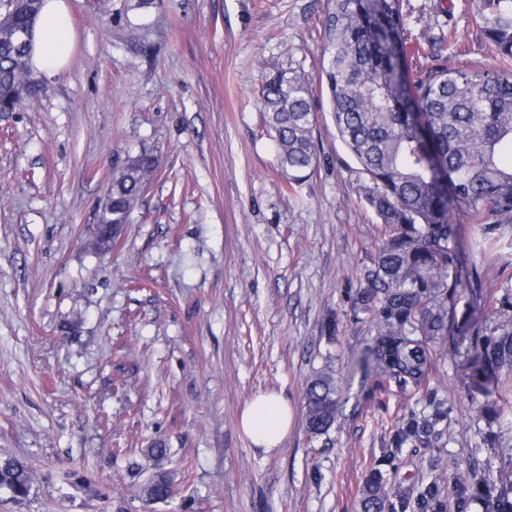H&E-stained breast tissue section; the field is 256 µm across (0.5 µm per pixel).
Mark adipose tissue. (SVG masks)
Listing matches in <instances>:
<instances>
[{"instance_id":"1","label":"adipose tissue","mask_w":512,"mask_h":512,"mask_svg":"<svg viewBox=\"0 0 512 512\" xmlns=\"http://www.w3.org/2000/svg\"><path fill=\"white\" fill-rule=\"evenodd\" d=\"M76 34L67 0H44L34 25L30 64L44 78L55 77L68 63ZM289 408L278 393L255 396L241 417V429L251 443L267 450L280 446L288 435Z\"/></svg>"}]
</instances>
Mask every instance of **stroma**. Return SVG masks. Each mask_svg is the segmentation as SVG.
Here are the masks:
<instances>
[{
  "label": "stroma",
  "instance_id": "stroma-1",
  "mask_svg": "<svg viewBox=\"0 0 512 512\" xmlns=\"http://www.w3.org/2000/svg\"><path fill=\"white\" fill-rule=\"evenodd\" d=\"M76 42L49 90L0 112V457L32 469L28 499L0 512H360L372 466L408 498L496 447L461 380L435 356L428 393L368 402L350 357L370 344L350 290L381 224L356 191L366 177L317 93L315 169L288 188L265 121L266 75L318 82L323 0H69ZM422 44L455 33L469 69L500 68L470 0H406ZM158 167L107 254L92 226L129 157ZM467 253L483 281L482 325L512 295V224ZM335 313L338 331L322 326ZM332 364L344 386L336 428L311 437L302 389ZM274 391L292 413L282 446L252 445L246 404ZM448 413L429 447L382 454L390 430ZM163 444L176 495L139 497Z\"/></svg>",
  "mask_w": 512,
  "mask_h": 512
}]
</instances>
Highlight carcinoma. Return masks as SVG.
Segmentation results:
<instances>
[{
    "mask_svg": "<svg viewBox=\"0 0 512 512\" xmlns=\"http://www.w3.org/2000/svg\"><path fill=\"white\" fill-rule=\"evenodd\" d=\"M321 81L329 91V112L350 155L367 182L357 194L381 221L382 240L369 262L356 269L352 301L371 315L373 342L354 359L369 381L366 398L397 391L416 395L429 386L433 356L466 355L465 385L477 409L512 389V304L498 310L497 326L486 334L475 321L481 297L477 268L464 259L462 225L480 228L469 248L490 250L491 226L512 224V69L472 71L441 64L424 72L413 57L424 51L411 43L404 0H376L379 29L362 24L358 0H325ZM42 0L0 4V106L23 109L38 92L32 46L20 31L33 25ZM473 17L491 52L512 61V0H472ZM267 122L288 186L300 183L315 165L314 96L308 80L278 71L263 85ZM156 167L144 152L112 177L106 221L127 224L146 180ZM342 389L325 367L305 383L306 429L314 437L335 428ZM432 429L411 420L395 429L385 458L410 442L427 445ZM34 474L16 458L0 459V490L20 502L29 497ZM147 503L174 497L171 477L157 471L141 488ZM380 469H373L360 499L361 512H394ZM482 499L486 512H512V460L497 477L477 481L466 472L435 477L412 512H472Z\"/></svg>",
    "mask_w": 512,
    "mask_h": 512,
    "instance_id": "carcinoma-1",
    "label": "carcinoma"
}]
</instances>
